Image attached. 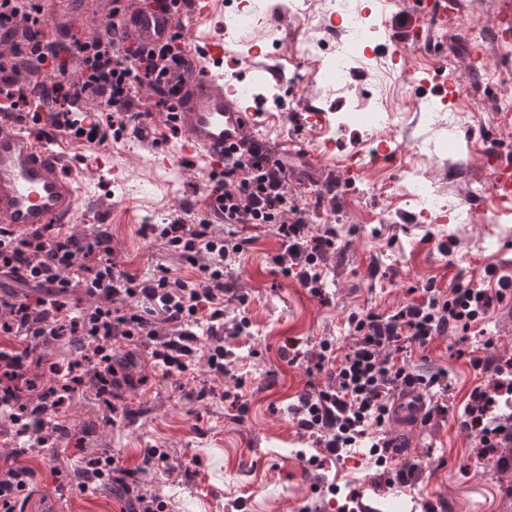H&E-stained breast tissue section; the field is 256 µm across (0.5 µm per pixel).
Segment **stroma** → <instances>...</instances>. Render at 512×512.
Wrapping results in <instances>:
<instances>
[{
	"mask_svg": "<svg viewBox=\"0 0 512 512\" xmlns=\"http://www.w3.org/2000/svg\"><path fill=\"white\" fill-rule=\"evenodd\" d=\"M503 0H458L448 22L436 26L439 50L434 65L401 42L398 8L380 0H356L370 11L376 33L370 55L349 77L345 95L321 84L313 62L299 45L324 37L322 28L283 16L244 36L224 31V5L212 14H184L181 25L199 48L224 46L223 78L254 66H274L286 90L279 99L260 93L249 102L260 120L259 134L285 156L291 170L288 189L306 209L313 232L336 230V244L324 257L323 295H312L297 276H284L274 262L282 240L270 224H242L246 251L227 268L238 297L224 308L221 343L230 374L209 372L196 359L189 383L162 379L145 353L129 368L136 386L122 385L114 422L102 425L105 406L94 396L76 401L62 420L67 434L54 435L43 452L26 454L37 472L23 512H120L118 494L85 489L89 456H114L132 482L153 497L163 512H512V467L498 468L497 457L477 447L460 427L470 392L491 379L474 361L512 358V297L489 311L483 331L435 338L413 348L410 362L420 373L439 374L447 414L413 423L393 414L386 436L402 451L382 465L368 448H351L342 458L325 459L315 437L302 434L291 415L304 394L327 389L328 372L316 371L322 342L346 351L354 341L348 318L372 310L393 311L423 300L427 286L451 282L487 284L488 271L512 275V203L490 198V181L480 149H498L512 163V121L499 103H512V45L496 42ZM110 0H63L47 17V29L66 45L102 27ZM456 83L454 129L430 128L418 117L417 102L447 111L443 98ZM387 94L396 111L395 128L383 135L391 153L378 157L377 143L359 126L344 125L339 113ZM325 112L326 129L311 132L302 118L306 105ZM165 113L145 117V135L128 129L119 140L95 148L72 144L71 173L86 201L73 234L108 230L122 271L147 277L168 268L172 276L194 278L198 266L149 236L147 225L167 224L193 205L200 217L205 165L184 155L181 139H165ZM336 155H359L362 177L335 189L318 155L326 144ZM166 149L179 177L158 182L159 149ZM438 206L429 211L408 201L406 171ZM247 317V334L234 325ZM208 389L205 399L194 391ZM160 449L161 459L147 451ZM419 467L412 486L397 480L406 463Z\"/></svg>",
	"mask_w": 512,
	"mask_h": 512,
	"instance_id": "stroma-1",
	"label": "stroma"
}]
</instances>
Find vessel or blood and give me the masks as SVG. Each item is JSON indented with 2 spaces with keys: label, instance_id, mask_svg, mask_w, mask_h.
<instances>
[{
  "label": "vessel or blood",
  "instance_id": "1",
  "mask_svg": "<svg viewBox=\"0 0 512 512\" xmlns=\"http://www.w3.org/2000/svg\"><path fill=\"white\" fill-rule=\"evenodd\" d=\"M418 35L413 47L426 45L425 37L448 14L447 0H434L425 7L415 0ZM137 29L142 42L157 45L171 31V20L159 15H142ZM208 63H201L194 45H187V81L177 122L185 131L182 151L210 163L225 154L249 153L267 148L268 142L253 134L255 114L244 100L224 91L222 76L213 74L211 63L224 56L221 44L206 48ZM483 163L490 175L491 200H512V167L502 164L493 150H483ZM65 149L48 141L37 142L25 128H0V225L22 234L45 224L68 229L78 221L81 196L71 177Z\"/></svg>",
  "mask_w": 512,
  "mask_h": 512
}]
</instances>
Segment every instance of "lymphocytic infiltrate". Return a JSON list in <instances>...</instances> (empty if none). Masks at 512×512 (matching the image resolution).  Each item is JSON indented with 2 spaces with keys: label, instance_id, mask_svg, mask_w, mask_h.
I'll return each instance as SVG.
<instances>
[{
  "label": "lymphocytic infiltrate",
  "instance_id": "1",
  "mask_svg": "<svg viewBox=\"0 0 512 512\" xmlns=\"http://www.w3.org/2000/svg\"><path fill=\"white\" fill-rule=\"evenodd\" d=\"M45 25L40 0H0V35L11 42L0 52V97L11 110L33 111L36 121L86 145L104 143L110 133L140 123L139 87L151 88L166 112L177 111L187 70L184 58L171 56L168 46L140 49L130 57L128 34L116 33L86 39L66 53L47 38ZM73 62L79 75L69 80L65 74ZM93 98L102 100V108H87ZM207 183L224 209V236H213L204 219L195 224L178 219L159 229L160 238L187 261L207 256V263L198 264L201 279L194 281L165 274L141 279L119 270L112 240L103 231L81 238L47 225L18 235L0 226V274L37 294L33 300L0 295V432L9 427L44 446V430L63 429L58 412L65 402L89 387L103 395L128 382L124 361L115 358L113 348L133 358V346L140 337L155 335L159 323L176 328L177 336L159 340L151 352L153 364L167 376L186 372L197 327L206 325L212 336L224 327V302L235 293L234 283L224 278V263L249 246L235 225H276L285 247L277 260L283 273L299 272L302 285L320 293V260L333 248L336 232L329 227L312 234L299 217L283 160L256 149L225 160ZM73 288L92 297V305L77 312L69 308L65 297ZM511 291L512 276L502 275L493 288L454 284L445 296L432 294L386 315L350 316L356 341L331 370L328 390L300 399L298 429L316 434L333 456L371 439V429L383 426L393 412L396 394L418 388L424 396L436 395L438 376L419 374L404 349L478 327L493 303ZM70 336L80 345L79 360L52 365L41 356V349ZM494 375L493 384L472 390L460 422L490 451L512 446V412L499 410L502 397L512 396V360L495 363ZM371 441L376 450L391 448L389 441ZM34 476L32 467L18 461L0 466V512H17Z\"/></svg>",
  "mask_w": 512,
  "mask_h": 512
}]
</instances>
